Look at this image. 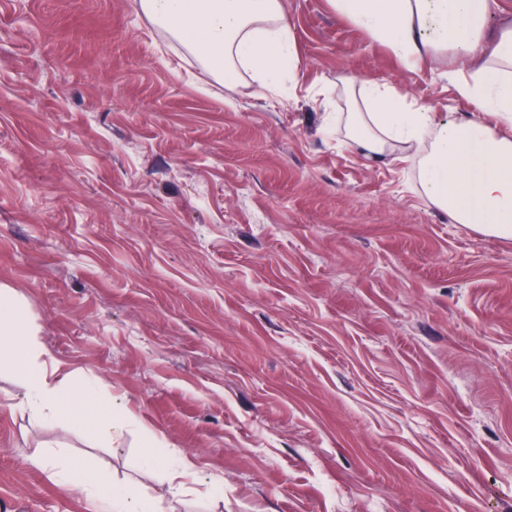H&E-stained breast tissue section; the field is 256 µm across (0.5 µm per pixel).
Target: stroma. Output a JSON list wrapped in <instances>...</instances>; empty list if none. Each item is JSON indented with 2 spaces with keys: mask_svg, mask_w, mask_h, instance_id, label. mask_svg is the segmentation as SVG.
I'll return each mask as SVG.
<instances>
[{
  "mask_svg": "<svg viewBox=\"0 0 512 512\" xmlns=\"http://www.w3.org/2000/svg\"><path fill=\"white\" fill-rule=\"evenodd\" d=\"M282 2L298 58L263 94L136 0H0V285L126 417L92 445L0 378L6 512H90L43 452L177 512H512V239L347 138L350 79L463 112L448 62Z\"/></svg>",
  "mask_w": 512,
  "mask_h": 512,
  "instance_id": "35a3bbf8",
  "label": "stroma"
}]
</instances>
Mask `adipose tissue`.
<instances>
[{
	"mask_svg": "<svg viewBox=\"0 0 512 512\" xmlns=\"http://www.w3.org/2000/svg\"><path fill=\"white\" fill-rule=\"evenodd\" d=\"M337 15L388 46L402 65L415 68L436 56L467 62L448 79L471 112L436 119L408 105L389 87L363 83L349 138L366 157L398 148L419 158L418 177L438 213L501 238H512V20L488 37L502 0H329ZM140 11L182 44L210 71L233 80L250 73L261 92L273 93L292 69L296 43L281 0H137ZM46 350L27 322L14 289L0 286V374L16 378L23 404L43 422L66 420L92 442L117 437L123 418L111 401L97 400V384L51 376ZM31 465L52 472L57 486L85 495L92 512H166L130 484L112 482L83 462L60 466L55 455Z\"/></svg>",
	"mask_w": 512,
	"mask_h": 512,
	"instance_id": "ef3b65f1",
	"label": "adipose tissue"
}]
</instances>
